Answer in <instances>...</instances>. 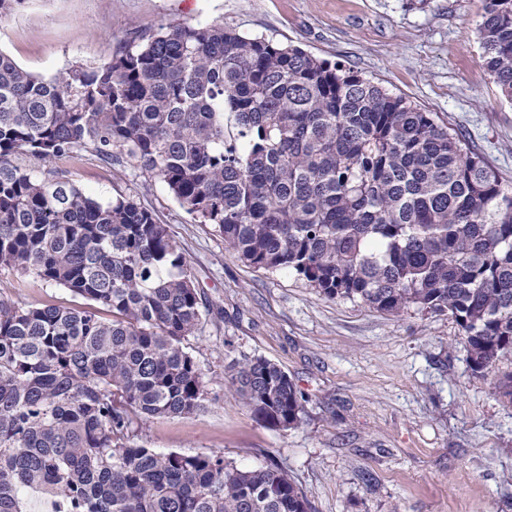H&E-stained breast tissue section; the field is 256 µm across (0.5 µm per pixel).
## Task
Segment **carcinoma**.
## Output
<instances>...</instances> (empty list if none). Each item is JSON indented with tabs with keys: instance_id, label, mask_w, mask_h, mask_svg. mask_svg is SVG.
<instances>
[{
	"instance_id": "1",
	"label": "carcinoma",
	"mask_w": 512,
	"mask_h": 512,
	"mask_svg": "<svg viewBox=\"0 0 512 512\" xmlns=\"http://www.w3.org/2000/svg\"><path fill=\"white\" fill-rule=\"evenodd\" d=\"M479 35L512 101V0H489ZM82 151L160 179L246 265L392 316L447 313L475 373L512 357V184L433 113L208 22L161 24L49 81L0 53V269L85 301L0 298V512H26L31 489L55 512H313L277 463L135 441L205 400L183 345L198 292L142 204H102L14 161ZM230 380L264 426L302 424L305 395L279 364L245 357Z\"/></svg>"
}]
</instances>
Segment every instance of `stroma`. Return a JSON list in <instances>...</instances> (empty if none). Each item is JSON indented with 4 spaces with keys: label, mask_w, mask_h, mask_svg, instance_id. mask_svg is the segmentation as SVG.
<instances>
[{
    "label": "stroma",
    "mask_w": 512,
    "mask_h": 512,
    "mask_svg": "<svg viewBox=\"0 0 512 512\" xmlns=\"http://www.w3.org/2000/svg\"><path fill=\"white\" fill-rule=\"evenodd\" d=\"M486 0H29L0 20V52L49 79L107 63L137 29L211 22L303 47L354 70L455 130L512 183V102L484 68ZM101 203L135 198L167 224L200 294L185 346L206 382L201 411L147 422L139 443L284 463L314 512H512V403L496 384L512 358L473 373L448 314L393 317L329 300L285 272L234 259L166 185L132 163L84 152L47 164ZM0 297L77 305L65 289L0 269ZM262 356L307 396L300 427L258 422L229 388L233 362Z\"/></svg>",
    "instance_id": "obj_1"
}]
</instances>
